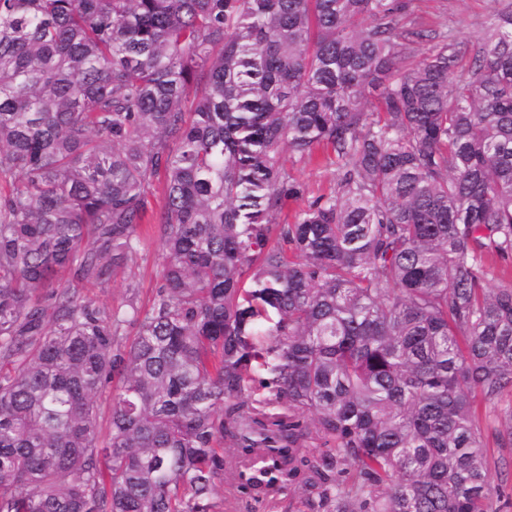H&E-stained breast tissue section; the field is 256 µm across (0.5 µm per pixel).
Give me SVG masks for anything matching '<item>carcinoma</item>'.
Returning <instances> with one entry per match:
<instances>
[{"label": "carcinoma", "mask_w": 512, "mask_h": 512, "mask_svg": "<svg viewBox=\"0 0 512 512\" xmlns=\"http://www.w3.org/2000/svg\"><path fill=\"white\" fill-rule=\"evenodd\" d=\"M320 146L335 191L280 223L282 153ZM145 222L151 304L84 300ZM490 253L512 7L469 39L413 0H0V512H224L227 476L325 512H496Z\"/></svg>", "instance_id": "carcinoma-1"}]
</instances>
